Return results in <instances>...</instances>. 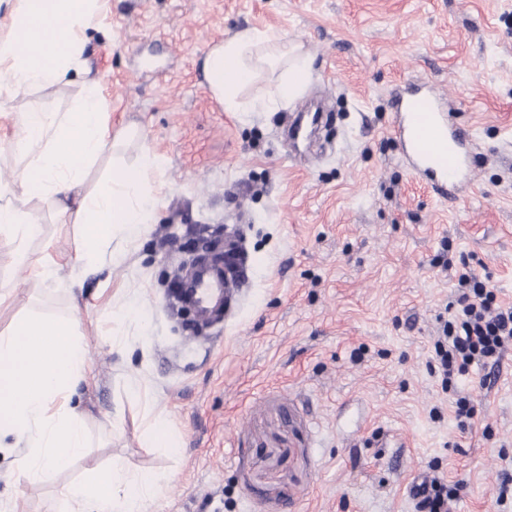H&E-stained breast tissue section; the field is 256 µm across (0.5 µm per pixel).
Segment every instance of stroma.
I'll list each match as a JSON object with an SVG mask.
<instances>
[{
	"label": "stroma",
	"instance_id": "35a3bbf8",
	"mask_svg": "<svg viewBox=\"0 0 512 512\" xmlns=\"http://www.w3.org/2000/svg\"><path fill=\"white\" fill-rule=\"evenodd\" d=\"M68 83L0 100V187L25 165L15 113L71 111L101 79L113 128L84 191L143 150L160 164L155 222L104 260L43 282L0 238V333L22 315L72 316L91 376L72 400L90 458L169 480L148 512H416L418 480L460 484L448 512H512V344L445 392L434 342L455 299L444 244L512 303V0H107ZM279 31L308 76L288 102L228 112L203 61L224 38ZM430 81L468 129L476 170L456 200L410 174L388 134L393 87ZM32 253L75 255V210L24 204ZM243 238L244 277L223 323L194 336L167 301L184 247ZM136 312L106 325L105 300ZM120 347H112V340ZM140 396H132L131 386ZM475 416L457 425L452 395ZM162 415L175 448L153 447ZM0 457V503L55 512L73 460L28 487Z\"/></svg>",
	"mask_w": 512,
	"mask_h": 512
}]
</instances>
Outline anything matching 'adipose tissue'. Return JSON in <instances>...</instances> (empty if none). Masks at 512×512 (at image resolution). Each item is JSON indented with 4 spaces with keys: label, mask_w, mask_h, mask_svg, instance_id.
<instances>
[{
    "label": "adipose tissue",
    "mask_w": 512,
    "mask_h": 512,
    "mask_svg": "<svg viewBox=\"0 0 512 512\" xmlns=\"http://www.w3.org/2000/svg\"><path fill=\"white\" fill-rule=\"evenodd\" d=\"M105 0H13L8 31H0V94L68 81L83 66L87 29L99 21ZM57 22L61 34L28 48L20 41L38 24ZM278 72L259 107L293 98L308 75L307 60L289 51L274 31H240L213 47L205 69L214 98L225 111L244 112L242 90L260 69ZM24 138L16 147L31 160L15 175L13 190L0 191V237L14 245L12 262L39 280L57 276L60 263L49 254H30L27 246L42 227L21 202L39 199L59 210L76 203L82 218L81 246L75 259L95 266L115 234L140 235L154 221V190L147 176L158 158L143 151L133 173L118 170L92 194L82 193L83 176L117 138L109 124V103L98 82L86 83L72 112L31 109L17 113ZM87 349L71 318L36 312L19 318L0 334V451H15V473L27 486L45 483L84 455L88 434L71 404L75 386L89 376ZM165 474L89 467L82 479L65 486L58 512H147L166 483Z\"/></svg>",
    "instance_id": "ef3b65f1"
}]
</instances>
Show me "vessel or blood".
<instances>
[{
  "instance_id": "b4317fda",
  "label": "vessel or blood",
  "mask_w": 512,
  "mask_h": 512,
  "mask_svg": "<svg viewBox=\"0 0 512 512\" xmlns=\"http://www.w3.org/2000/svg\"><path fill=\"white\" fill-rule=\"evenodd\" d=\"M445 106V100L429 87L398 96L389 129L404 161L425 174L441 196L452 194L466 181L471 168V140L465 130L449 122ZM224 288L223 271L201 265L182 281L176 301L208 325L221 320L231 306Z\"/></svg>"
}]
</instances>
